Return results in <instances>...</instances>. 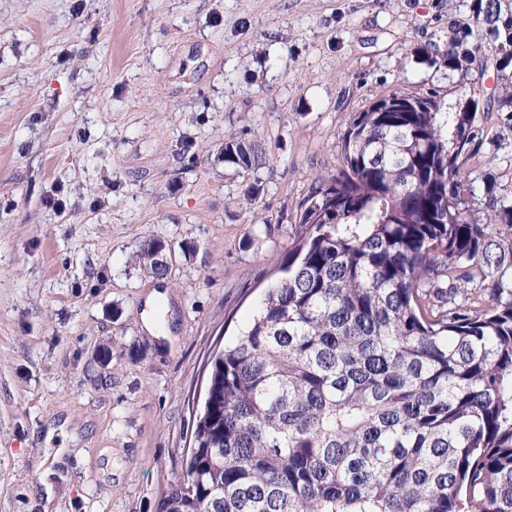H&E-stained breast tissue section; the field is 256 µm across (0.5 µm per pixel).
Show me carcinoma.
Segmentation results:
<instances>
[{"label":"carcinoma","mask_w":512,"mask_h":512,"mask_svg":"<svg viewBox=\"0 0 512 512\" xmlns=\"http://www.w3.org/2000/svg\"><path fill=\"white\" fill-rule=\"evenodd\" d=\"M473 50L448 42V64ZM475 112H360L285 276L215 359L160 512H512V205L471 219ZM224 162L255 163L224 143ZM141 259L160 279L169 266Z\"/></svg>","instance_id":"carcinoma-1"}]
</instances>
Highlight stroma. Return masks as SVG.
Segmentation results:
<instances>
[{
  "instance_id": "obj_1",
  "label": "stroma",
  "mask_w": 512,
  "mask_h": 512,
  "mask_svg": "<svg viewBox=\"0 0 512 512\" xmlns=\"http://www.w3.org/2000/svg\"><path fill=\"white\" fill-rule=\"evenodd\" d=\"M487 1L0 0V512H158L212 357L380 96L476 105L466 204L480 224L512 204V35ZM230 141L258 165L225 163ZM153 237L164 280L137 257ZM59 448L49 495L29 459Z\"/></svg>"
}]
</instances>
